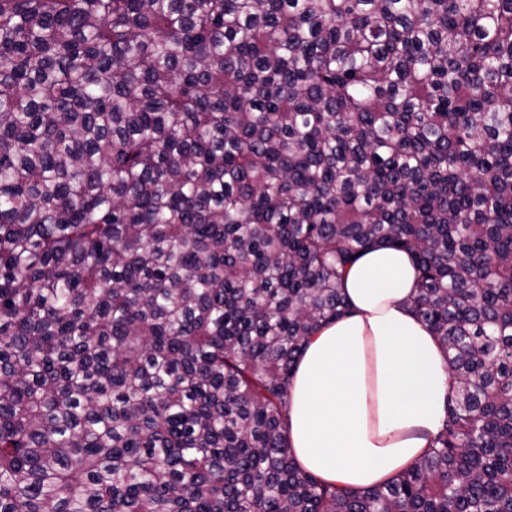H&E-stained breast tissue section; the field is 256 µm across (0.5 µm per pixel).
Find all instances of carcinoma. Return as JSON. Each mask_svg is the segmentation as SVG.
<instances>
[{
    "label": "carcinoma",
    "mask_w": 512,
    "mask_h": 512,
    "mask_svg": "<svg viewBox=\"0 0 512 512\" xmlns=\"http://www.w3.org/2000/svg\"><path fill=\"white\" fill-rule=\"evenodd\" d=\"M377 246L455 395L348 489L286 421ZM0 512H512V0H0Z\"/></svg>",
    "instance_id": "carcinoma-1"
}]
</instances>
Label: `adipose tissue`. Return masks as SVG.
Returning a JSON list of instances; mask_svg holds the SVG:
<instances>
[{"mask_svg":"<svg viewBox=\"0 0 512 512\" xmlns=\"http://www.w3.org/2000/svg\"><path fill=\"white\" fill-rule=\"evenodd\" d=\"M349 313L313 336L288 410L301 466L343 488L382 484L419 460L446 420L454 381L412 311L410 256L377 247L346 271Z\"/></svg>","mask_w":512,"mask_h":512,"instance_id":"adipose-tissue-1","label":"adipose tissue"}]
</instances>
